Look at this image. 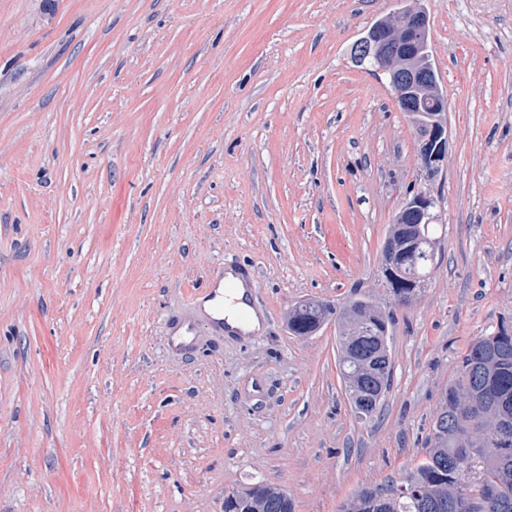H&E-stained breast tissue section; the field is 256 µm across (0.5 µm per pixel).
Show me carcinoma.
Listing matches in <instances>:
<instances>
[{
    "instance_id": "carcinoma-1",
    "label": "carcinoma",
    "mask_w": 512,
    "mask_h": 512,
    "mask_svg": "<svg viewBox=\"0 0 512 512\" xmlns=\"http://www.w3.org/2000/svg\"><path fill=\"white\" fill-rule=\"evenodd\" d=\"M432 225L410 249L381 266L389 288L400 299H411L426 285L434 264L438 240ZM356 331V347L348 349V336L339 332L341 373L356 413L372 415L385 392L378 380H389L390 358L373 359L376 351L388 353V318L371 301L355 299L340 313L319 299H308L288 311V329L309 336L331 317ZM442 409L448 411V434H431L426 459L405 478H390L378 491L398 484L406 490L382 501L373 490H362L345 512H471L465 490L480 492L492 485L496 498L484 512H512V435L497 430L512 424V325L502 324L489 336L480 337L460 361L459 376L442 393ZM264 499L271 512L286 507L294 512L288 494L274 484L257 483L224 498V512H249L255 499Z\"/></svg>"
}]
</instances>
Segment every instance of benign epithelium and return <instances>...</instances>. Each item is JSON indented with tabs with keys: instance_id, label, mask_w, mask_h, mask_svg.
<instances>
[{
	"instance_id": "benign-epithelium-1",
	"label": "benign epithelium",
	"mask_w": 512,
	"mask_h": 512,
	"mask_svg": "<svg viewBox=\"0 0 512 512\" xmlns=\"http://www.w3.org/2000/svg\"><path fill=\"white\" fill-rule=\"evenodd\" d=\"M358 63L374 59L388 75L394 99L412 116L418 140V161L426 180L443 171L448 157L447 98L430 61L429 20L420 0L402 10L397 19L373 23L352 47ZM435 200L429 191L412 192L399 209V231L386 243L387 259L407 249L421 231L433 224Z\"/></svg>"
}]
</instances>
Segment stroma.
<instances>
[{
	"instance_id": "35a3bbf8",
	"label": "stroma",
	"mask_w": 512,
	"mask_h": 512,
	"mask_svg": "<svg viewBox=\"0 0 512 512\" xmlns=\"http://www.w3.org/2000/svg\"><path fill=\"white\" fill-rule=\"evenodd\" d=\"M448 99L430 280L381 273L418 140L364 29L400 0H0V512H222L240 486L341 512L423 457L478 337L512 322V0H423ZM255 266L250 336L169 329ZM389 312L391 382L353 411L338 324ZM235 280L224 281V272L207 282L205 288L194 289L190 297V305L200 307V302L213 301L216 312H224V295L233 298L240 282L245 288H252L255 282V271L246 265H235L231 269ZM335 314V307L325 301L308 299L288 311V329L296 336H309Z\"/></svg>"
}]
</instances>
